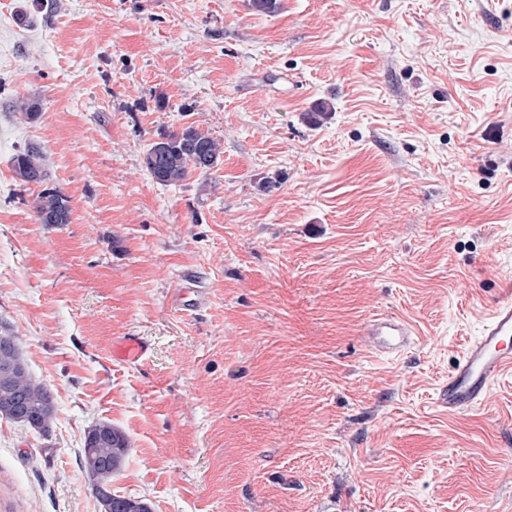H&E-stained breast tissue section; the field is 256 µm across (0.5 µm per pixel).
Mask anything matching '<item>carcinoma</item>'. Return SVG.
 Instances as JSON below:
<instances>
[{"label":"carcinoma","mask_w":512,"mask_h":512,"mask_svg":"<svg viewBox=\"0 0 512 512\" xmlns=\"http://www.w3.org/2000/svg\"><path fill=\"white\" fill-rule=\"evenodd\" d=\"M17 111L34 119L40 101L19 97ZM223 149L218 140L196 127L163 131L144 156L149 174L160 184L179 185L194 172L205 174L221 161ZM14 171L25 183L42 184L48 180L43 153L34 144L13 158ZM36 219L41 224H68L71 208L68 198L56 188H44L35 199ZM54 405L48 388L33 379L17 344L0 346V417L20 423L37 432L49 431ZM130 443L127 436L108 422L91 428L84 438L82 468L96 487L111 491L112 476L124 463ZM112 512H152L141 498L112 494Z\"/></svg>","instance_id":"carcinoma-1"}]
</instances>
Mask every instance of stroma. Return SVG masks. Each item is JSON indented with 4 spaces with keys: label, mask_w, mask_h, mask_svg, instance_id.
Returning <instances> with one entry per match:
<instances>
[{
    "label": "stroma",
    "mask_w": 512,
    "mask_h": 512,
    "mask_svg": "<svg viewBox=\"0 0 512 512\" xmlns=\"http://www.w3.org/2000/svg\"><path fill=\"white\" fill-rule=\"evenodd\" d=\"M278 4L0 0V336L55 405L0 418V512H104L102 421L152 512H512V375L436 403L512 282V0ZM189 125L221 164L157 183ZM31 143L70 223L36 219ZM144 156L149 174L160 184L181 185L193 172L206 174L221 161L224 153L218 140L196 127L158 134ZM14 171L25 183L43 184L48 180L43 153L34 144L26 146L13 158ZM371 343L382 353H399L410 343L412 331L399 318L384 316L376 319L368 329ZM131 448L127 436L108 422L91 428L84 438L82 468L95 487L112 496V512H152L144 499L121 496L111 490L112 476L119 470Z\"/></svg>",
    "instance_id": "1"
}]
</instances>
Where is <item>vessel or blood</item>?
I'll list each match as a JSON object with an SVG mask.
<instances>
[{"label":"vessel or blood","mask_w":512,"mask_h":512,"mask_svg":"<svg viewBox=\"0 0 512 512\" xmlns=\"http://www.w3.org/2000/svg\"><path fill=\"white\" fill-rule=\"evenodd\" d=\"M368 334L376 350L393 354L409 345L412 331L399 318L384 316L371 324ZM507 371H512L511 294L494 306L479 335L464 348L440 390V406L452 414L475 409Z\"/></svg>","instance_id":"b4317fda"}]
</instances>
